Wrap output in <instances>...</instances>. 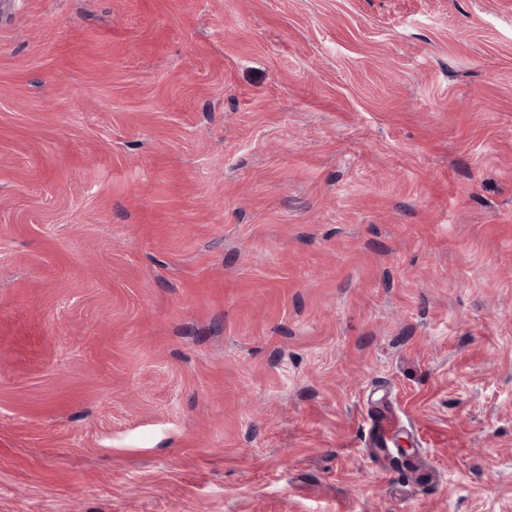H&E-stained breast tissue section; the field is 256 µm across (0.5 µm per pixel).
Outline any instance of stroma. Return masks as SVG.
Segmentation results:
<instances>
[{"label": "stroma", "mask_w": 512, "mask_h": 512, "mask_svg": "<svg viewBox=\"0 0 512 512\" xmlns=\"http://www.w3.org/2000/svg\"><path fill=\"white\" fill-rule=\"evenodd\" d=\"M0 512H512V0H0ZM380 390L373 391L367 398L368 415L371 417L375 435L372 439L373 445L389 448L394 445L393 436L397 433L398 421L392 411V403L387 392L381 395L376 394Z\"/></svg>", "instance_id": "obj_1"}]
</instances>
